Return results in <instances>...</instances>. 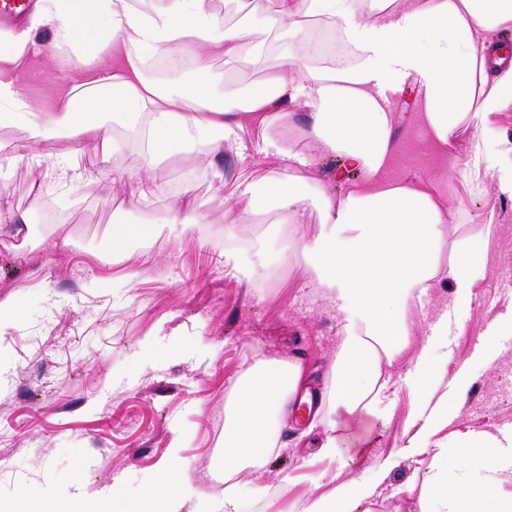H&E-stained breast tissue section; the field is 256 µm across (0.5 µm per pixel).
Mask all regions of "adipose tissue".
I'll use <instances>...</instances> for the list:
<instances>
[{"instance_id": "obj_1", "label": "adipose tissue", "mask_w": 512, "mask_h": 512, "mask_svg": "<svg viewBox=\"0 0 512 512\" xmlns=\"http://www.w3.org/2000/svg\"><path fill=\"white\" fill-rule=\"evenodd\" d=\"M137 2L37 0L24 24L0 36V127H23L36 142H78L101 132L107 163V129L121 126L143 162L140 207L151 205L174 155H204L219 180L225 144L233 145L240 169L276 159L278 170L243 184L246 207L225 204L224 221L245 224L258 208L276 207L300 258L341 301L344 336L327 405L349 417L373 412L380 361L399 354L411 335L408 306L445 278L466 287L471 270L487 262L497 199L512 198V147L497 148L486 135L490 117L512 103V62L490 61L496 34L512 32V0H230L229 22L219 21L205 0H162L150 11ZM316 24L338 32L356 63H311L307 34ZM41 30L49 34L47 108L29 96L25 80ZM283 35L290 46L284 63L263 66V77L244 96L212 97L213 57L263 65L262 48ZM185 54L195 62L189 93L146 79L148 60ZM410 83L419 88L412 124L440 162L426 174L394 178L401 149L390 96ZM250 125L266 128L261 141L244 138ZM464 126L475 128L478 143L461 158L455 143ZM482 173L497 178L496 189L479 181ZM458 174L487 213L474 232L448 228L452 203L440 187ZM312 210L320 224L313 236L305 231ZM303 378L300 360L262 359L231 387L222 507L193 500L190 488L167 472L145 504L118 484L91 495L74 482L77 512H243L235 477L276 447ZM449 454L443 446L434 455L421 512H512V496L495 498L487 509L481 494L467 496L450 484ZM306 512H372L370 492L351 479Z\"/></svg>"}]
</instances>
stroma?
<instances>
[{
	"instance_id": "stroma-1",
	"label": "stroma",
	"mask_w": 512,
	"mask_h": 512,
	"mask_svg": "<svg viewBox=\"0 0 512 512\" xmlns=\"http://www.w3.org/2000/svg\"><path fill=\"white\" fill-rule=\"evenodd\" d=\"M24 137L0 131V158L10 161L0 168V207L28 211L31 230L20 251L0 238V300L19 308L0 315V512H13L22 493L58 492L74 477L91 493L119 480L126 495L146 498L176 428L185 436L180 479L223 502L224 404L239 375L261 358L298 357L310 389L325 390L343 336L335 290L316 287L275 211L224 221L225 200L275 159L242 172L225 150L219 184L204 156H176L153 206L137 210L131 201L144 173L135 153L118 146L105 165L97 135L42 143L39 151L71 155L73 164L59 185L44 186L49 203L37 206L31 187L42 177L18 157ZM191 201L202 223H169ZM496 212L468 305L443 283L408 313L417 323L445 318L446 335L416 331L383 362L379 411L339 428L344 446L335 456L319 452L322 427L308 429L301 414L286 418L279 448L238 476L247 512H302L351 477L372 486L373 512H420L437 444L512 438V199L500 198ZM116 224L154 231L116 255ZM229 233L264 253L271 275L263 287L225 266ZM422 359L436 367L434 385L448 404L420 430L410 378ZM414 436L422 447L407 451Z\"/></svg>"
}]
</instances>
